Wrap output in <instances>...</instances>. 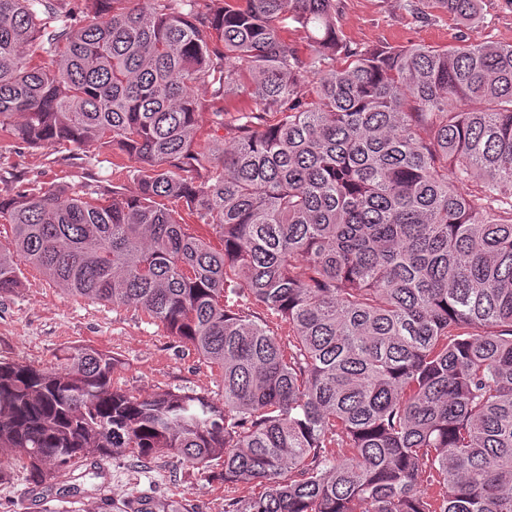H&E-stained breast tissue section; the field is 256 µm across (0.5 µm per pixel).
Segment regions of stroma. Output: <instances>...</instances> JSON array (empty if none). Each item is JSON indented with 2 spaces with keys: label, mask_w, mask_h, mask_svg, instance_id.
<instances>
[{
  "label": "stroma",
  "mask_w": 512,
  "mask_h": 512,
  "mask_svg": "<svg viewBox=\"0 0 512 512\" xmlns=\"http://www.w3.org/2000/svg\"><path fill=\"white\" fill-rule=\"evenodd\" d=\"M408 2L336 0L339 26L346 40L360 47H449L463 36L472 42L512 43V0H482V19L472 26L445 14L419 19ZM128 164L118 150L69 144L29 148L0 139V193L52 187L93 191L107 200L116 192L130 196L137 185L127 175ZM19 276L20 288L0 295V359L46 367L68 348L91 347L124 361V369L115 375L122 387L143 395L181 388L221 399L218 370L141 311L68 296L27 264L21 265ZM107 478L115 490L192 499L201 512H224V498L231 493L221 480L179 468L171 457L157 460L148 470L129 459L117 460L108 463ZM0 512H43L42 504L30 500L19 464L0 467Z\"/></svg>",
  "instance_id": "35a3bbf8"
}]
</instances>
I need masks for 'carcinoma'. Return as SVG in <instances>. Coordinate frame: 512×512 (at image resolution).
<instances>
[{"label":"carcinoma","instance_id":"1","mask_svg":"<svg viewBox=\"0 0 512 512\" xmlns=\"http://www.w3.org/2000/svg\"><path fill=\"white\" fill-rule=\"evenodd\" d=\"M62 2L0 0V136L115 148L138 192L0 194V294L24 263L133 307L224 401L124 389L90 347L0 360V458L31 496L171 456L266 486L224 512H512V44L353 48L336 0H85L86 24ZM199 85L230 142L199 138ZM93 491L99 512H197Z\"/></svg>","mask_w":512,"mask_h":512}]
</instances>
